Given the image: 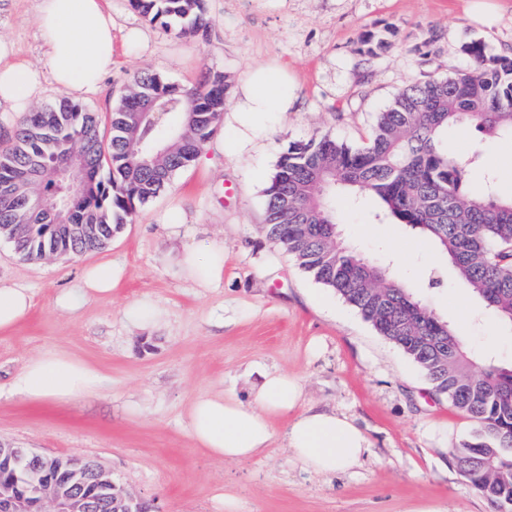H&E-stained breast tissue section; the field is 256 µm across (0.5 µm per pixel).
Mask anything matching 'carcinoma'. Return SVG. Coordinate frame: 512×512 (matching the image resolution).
<instances>
[{"label":"carcinoma","instance_id":"carcinoma-1","mask_svg":"<svg viewBox=\"0 0 512 512\" xmlns=\"http://www.w3.org/2000/svg\"><path fill=\"white\" fill-rule=\"evenodd\" d=\"M132 7L177 33L206 28L203 0H130ZM396 33L367 31L357 50L375 54ZM471 65L446 78L411 84L378 113L372 134L355 147L329 135L294 141L280 154L265 190L264 231L316 282L334 291L378 334L419 367L435 392L478 424L452 449L462 475L494 506L512 501V365L476 361L454 328L416 298L384 262L360 256L342 238L336 200L370 195L377 217L402 224L446 254L458 279L505 328L512 329V197L488 178L481 196L466 186L477 152L450 155L448 127L470 124L484 139L512 136V57L481 41L463 46ZM229 84L215 73L193 87L143 72L132 79L103 139L99 117L61 101L29 113L11 138L0 140V236L28 260L78 256L106 247L138 208L164 190L175 172L190 166L218 128ZM84 155L87 178L67 193L47 180L46 199L64 198L67 223L58 230L51 204L17 198V183L32 172ZM78 470L74 492L89 512H120L122 492L104 496L97 465L70 458Z\"/></svg>","mask_w":512,"mask_h":512}]
</instances>
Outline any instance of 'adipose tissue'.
Returning a JSON list of instances; mask_svg holds the SVG:
<instances>
[{
  "instance_id": "ef3b65f1",
  "label": "adipose tissue",
  "mask_w": 512,
  "mask_h": 512,
  "mask_svg": "<svg viewBox=\"0 0 512 512\" xmlns=\"http://www.w3.org/2000/svg\"><path fill=\"white\" fill-rule=\"evenodd\" d=\"M36 24L49 68H33L0 38V112H29L47 79L72 99H83L98 90L112 69V10L106 0H36ZM289 87L287 74L271 68L257 69L241 82L231 109L228 150H237L248 131L263 125L271 113L287 111ZM180 268L197 287H210L224 273L223 245L185 250ZM113 280L111 264L87 267L77 287L59 293L56 305L76 311L89 299L110 293ZM31 307L27 289L0 282V333L17 329ZM101 381L94 366L49 351L24 363L14 389L34 406L74 405L94 395ZM302 396L294 375L266 372L247 397L218 391L196 399L187 412L188 432L209 454L238 460L264 454L275 437V418L285 417L286 444L302 466L328 475L358 464L369 446L364 432L344 416L300 411Z\"/></svg>"
}]
</instances>
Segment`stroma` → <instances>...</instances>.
<instances>
[{
	"mask_svg": "<svg viewBox=\"0 0 512 512\" xmlns=\"http://www.w3.org/2000/svg\"><path fill=\"white\" fill-rule=\"evenodd\" d=\"M115 46L111 73L83 99L108 134L113 107L133 77L159 75L184 87L223 73L231 87L259 67L284 69L296 102L272 113L236 152L219 127L204 160L177 171L139 207L103 250L28 261L0 239V281L30 289L33 306L12 333L0 334V441L44 455L81 456L110 470L160 512H494L464 478L451 450L477 424L436 394L425 374L335 292L314 281L263 231L264 189L289 142L328 134L358 145L394 96L419 80L465 67L464 44L483 41L512 54V0H205L206 36L164 30L129 0H109ZM34 0H0V36L45 68ZM392 24L397 34L376 56L357 51L362 33ZM137 28L139 42L125 34ZM449 153L480 152L473 194L494 174L512 193V138L487 142L465 126L449 128ZM344 236L364 256L395 258L405 286L454 326L477 358L512 363V330L480 309L446 255L399 224L377 220L372 200H339ZM186 217L180 236L165 218ZM209 242L224 247V278L199 288L183 278L176 255ZM112 263V292L75 314L56 295L75 287L85 266ZM140 304L162 316L158 329L126 317ZM80 357L102 373L99 391L73 406H32L13 393L24 362L44 351ZM264 371L296 375L303 407L352 419L370 447L352 470L324 477L296 464L282 434L266 454L224 461L197 448L186 413L199 396L222 390L247 397Z\"/></svg>",
	"mask_w": 512,
	"mask_h": 512,
	"instance_id": "35a3bbf8",
	"label": "stroma"
}]
</instances>
